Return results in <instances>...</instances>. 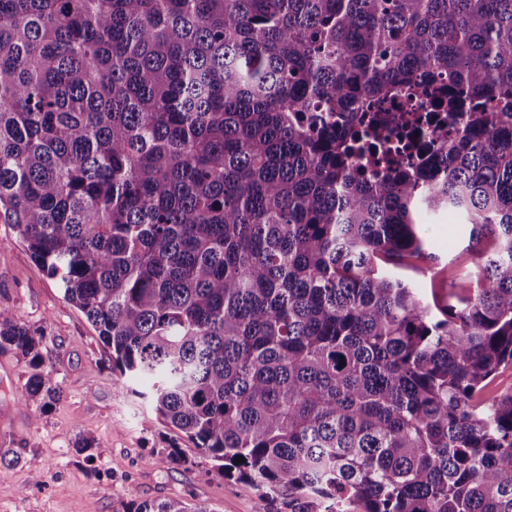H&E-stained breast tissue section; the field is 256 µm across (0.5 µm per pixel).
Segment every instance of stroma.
Returning <instances> with one entry per match:
<instances>
[{
	"label": "stroma",
	"mask_w": 512,
	"mask_h": 512,
	"mask_svg": "<svg viewBox=\"0 0 512 512\" xmlns=\"http://www.w3.org/2000/svg\"><path fill=\"white\" fill-rule=\"evenodd\" d=\"M421 221L426 252L407 259L403 273L419 293L443 294L473 267L468 229L445 213ZM0 307L28 328L44 329L46 364L63 392L45 412L25 407L28 362L0 350V448L21 456L0 463V512H118L124 501L169 498L203 503L210 512H256L253 488L220 475L145 399L118 390L97 331L1 221ZM84 438L95 443L86 457L75 451ZM172 447L187 463L160 464Z\"/></svg>",
	"instance_id": "35a3bbf8"
}]
</instances>
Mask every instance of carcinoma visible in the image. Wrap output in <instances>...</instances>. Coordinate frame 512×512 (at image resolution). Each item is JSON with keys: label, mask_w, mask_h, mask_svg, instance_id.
I'll return each instance as SVG.
<instances>
[{"label": "carcinoma", "mask_w": 512, "mask_h": 512, "mask_svg": "<svg viewBox=\"0 0 512 512\" xmlns=\"http://www.w3.org/2000/svg\"><path fill=\"white\" fill-rule=\"evenodd\" d=\"M402 88L456 125L418 164L417 111L344 121ZM446 210L427 301L385 264ZM0 220L256 512H512V0H0ZM44 341L0 308L37 412ZM420 219L426 238L425 255L405 259L407 267L403 269L391 264L388 267L403 273L421 296L430 293V288L445 294L451 284H459L461 273L470 269L473 276L476 271L472 264L474 254L466 250L469 229L461 224L463 220L447 213L422 214Z\"/></svg>", "instance_id": "1"}]
</instances>
